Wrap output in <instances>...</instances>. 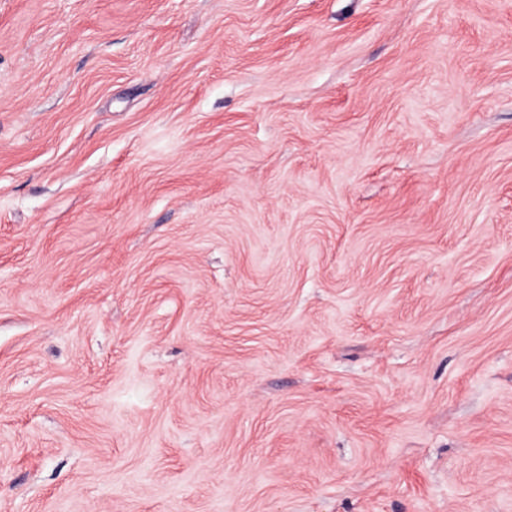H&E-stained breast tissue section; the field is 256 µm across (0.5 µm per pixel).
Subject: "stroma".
<instances>
[{
  "label": "stroma",
  "mask_w": 512,
  "mask_h": 512,
  "mask_svg": "<svg viewBox=\"0 0 512 512\" xmlns=\"http://www.w3.org/2000/svg\"><path fill=\"white\" fill-rule=\"evenodd\" d=\"M0 512H512V0H0Z\"/></svg>",
  "instance_id": "35a3bbf8"
}]
</instances>
